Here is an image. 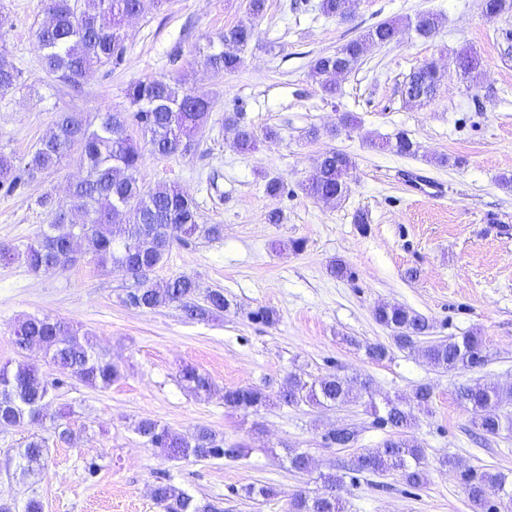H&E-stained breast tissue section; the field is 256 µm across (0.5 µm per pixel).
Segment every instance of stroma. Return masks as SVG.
Instances as JSON below:
<instances>
[{"label":"stroma","instance_id":"obj_1","mask_svg":"<svg viewBox=\"0 0 512 512\" xmlns=\"http://www.w3.org/2000/svg\"><path fill=\"white\" fill-rule=\"evenodd\" d=\"M320 0H266L259 37L234 74H216L203 58L224 29L246 20L247 0H165L124 27L119 65L96 68L80 93L46 75L37 34L47 15L43 0H0L9 23L0 31L22 72L20 89L0 94V154L23 166L56 113H84L98 125L105 110L124 111L128 84L148 77L182 79L186 89L212 102L208 121L182 155L145 154L139 178L145 187L175 184L192 196L200 221L219 224L217 239L195 236L174 245L152 272L154 284L179 276L197 281L196 304L221 289L228 311L201 320L182 305L156 310L124 304L132 277L96 265L90 255L65 267L32 272L23 260L0 262V364L17 360L13 331L30 315L65 319L94 337L122 367L106 389L76 379L58 384L56 368L41 351L27 352L48 382L51 413H64L70 440L50 423L0 428V503L31 496L44 512H161L151 496L158 475L169 473L194 498H219L224 512H287L299 489H322V475L342 477L345 512H472L463 474L485 468L512 478V433L483 438L457 398L460 386L481 381L512 385V188L500 185L512 171V13L497 18L483 0H358L352 18L325 16ZM441 15L435 37L414 31L387 45L368 47L362 62L339 80L327 98L311 75L315 58L389 20ZM475 49L482 65L463 78L455 55ZM443 74L426 105L406 103V77L425 62ZM244 108V122L261 139L240 152L225 116ZM356 123L345 126L343 114ZM276 138H263L265 129ZM406 133L413 156L380 149L379 141ZM338 150L351 156L348 191L324 203L303 191L317 158ZM447 164H440V157ZM78 174L68 162L41 178L7 190L0 186V246L24 249L48 223L38 206L43 194L67 203ZM422 176L434 190L422 195L409 178ZM287 192H266L270 178ZM279 211L281 220L267 216ZM304 243L302 251L290 248ZM349 274L330 273L335 261ZM383 302L425 317L430 338L482 337L483 367L446 372L428 366L422 344L398 348L373 317ZM266 308L275 321L252 319ZM387 347L386 359H369L365 344ZM192 366L215 390L200 398L179 379ZM338 374L370 383L369 393L335 409L277 397L286 374ZM430 385L428 408H415L410 433L425 450L428 480L407 485L398 475L356 473L354 453L377 448L390 431L373 405L411 404L414 389ZM257 387L269 396L259 410L225 405L230 388ZM151 418L189 434L206 426L239 446L237 457L171 461L134 431ZM349 427L352 447L327 444L326 433ZM46 438L45 465L28 478L15 473L14 451L31 435ZM305 453L313 469L290 471L287 450ZM453 458L455 467L445 465ZM99 471L87 479V462ZM273 487L269 499H248L249 486Z\"/></svg>","mask_w":512,"mask_h":512}]
</instances>
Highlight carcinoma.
I'll return each mask as SVG.
<instances>
[{
    "mask_svg": "<svg viewBox=\"0 0 512 512\" xmlns=\"http://www.w3.org/2000/svg\"><path fill=\"white\" fill-rule=\"evenodd\" d=\"M357 0H321V11L340 20L349 18ZM163 0H46L49 22L38 33L43 70L56 81L73 90L81 88L86 76L96 67L119 64L125 54L122 28L130 17L142 16L161 6ZM266 0H248L250 18L224 30L222 48L206 54L204 64L216 73L232 74L243 63L242 53L256 36L255 21L263 15ZM441 16L423 14L406 22L387 21L366 34L348 41L331 55L316 58L311 74L322 92L333 97L338 91L337 78L352 72L361 61L367 45H386L398 39L404 30L412 29L422 38L436 34ZM456 67L469 75L480 67L481 59L472 48L461 49L455 57ZM20 72L0 50V93L17 88ZM442 73L439 65L428 62L411 73L403 85V95L410 103L430 101L436 94ZM129 112L107 111L99 125L91 128L82 112H60L53 126L37 143L24 165L28 179L58 167L77 153L82 176L69 187L70 208L86 215V223L69 220L66 211H50L51 221L42 225L36 238L24 253L0 248V261L24 258L33 271L65 266L76 261L70 243L82 239L87 253L97 264L120 270L137 280L138 287L128 292L129 306L154 310L173 303L184 304L192 318H203L230 307L224 292L215 289L206 295V305L192 303L197 283L187 276L177 277L162 288L150 282V274L161 263L172 245L201 234L217 237L219 224L198 223L195 200L176 186L159 184L146 189L138 179L144 156L142 145L152 154L174 157L185 152L203 129L210 112V102L194 96L180 81L160 77L132 82L125 93ZM232 128L239 148L250 151L257 145L258 135L242 122V113L225 118ZM400 155H414L417 145L403 132L378 144ZM352 158L334 150L320 155L304 185L305 193L316 200L342 199L348 191L346 175ZM21 176L13 162L0 155V186H17ZM377 323L389 329L395 345L411 347L421 336L428 335L430 325L420 314L399 304L381 303L374 310ZM41 344L45 356L60 371L87 386L106 389L120 377L116 364L100 352L91 337L70 322L49 316H30L19 322L14 331L18 352L25 351L27 341ZM427 363L444 371L468 370L486 361L482 337L475 333L431 342L424 348ZM179 378L197 395L211 394L209 378L196 368L186 366ZM49 390L38 368L24 360L0 366V426L20 427L47 418ZM288 405L306 402L320 407H340L352 399V386L331 374L307 381L301 375L288 373L279 390ZM457 398L471 410L472 424L487 436L512 432V413L500 408L512 405V386L475 383L460 388ZM268 396L258 388L224 391V404L235 409L257 410L265 406ZM415 421L409 409L390 401L385 403L378 422L392 429L383 446L357 455L352 470L358 473H396L410 486L427 482L425 450L408 435ZM144 443L169 459L208 460L240 454L238 448L224 447V438L209 428L201 427L185 436L158 421L144 418L135 425ZM330 444L348 446L355 433L347 427L328 432ZM49 448L43 437L31 435L22 448L16 449L17 467L21 475L44 466ZM324 488L310 493L299 490L288 504V512H344L340 494L343 480L335 474H324ZM468 499L473 512H497L492 498L512 508V482L501 472L469 470L464 474ZM153 500L163 512H224L222 502L197 500L172 481L169 474L157 477Z\"/></svg>",
    "mask_w": 512,
    "mask_h": 512,
    "instance_id": "obj_1",
    "label": "carcinoma"
}]
</instances>
